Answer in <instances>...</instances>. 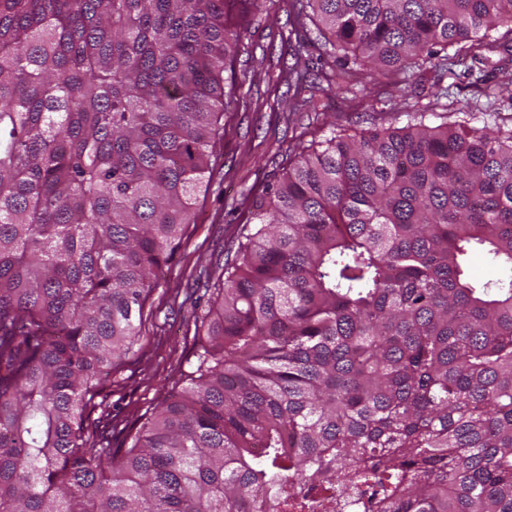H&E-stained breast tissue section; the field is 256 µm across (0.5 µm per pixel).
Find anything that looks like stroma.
Here are the masks:
<instances>
[{
    "mask_svg": "<svg viewBox=\"0 0 512 512\" xmlns=\"http://www.w3.org/2000/svg\"><path fill=\"white\" fill-rule=\"evenodd\" d=\"M293 13V0H262L259 8L245 7L241 16L236 75L244 103L230 108L220 122L212 172L197 198L196 222L150 299L152 313L141 326L139 350L113 373L101 394L112 447H125L128 435L184 385L204 335L200 317L215 304V287L230 248L238 244L251 198L287 167L296 137L321 140L331 122L351 131L386 126L415 102L437 118L495 109L503 124L512 126V108L502 103L512 56L501 50L490 53L480 85L458 83L450 75L439 78L427 68L405 90L381 78L368 82V96L332 94L323 98L319 111L293 108L285 76L292 49L284 38Z\"/></svg>",
    "mask_w": 512,
    "mask_h": 512,
    "instance_id": "stroma-1",
    "label": "stroma"
}]
</instances>
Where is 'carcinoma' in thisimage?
<instances>
[{
  "mask_svg": "<svg viewBox=\"0 0 512 512\" xmlns=\"http://www.w3.org/2000/svg\"><path fill=\"white\" fill-rule=\"evenodd\" d=\"M238 0H0L3 512H512V129L298 145L253 196L187 385L112 448L88 415L194 222ZM333 58L482 82L512 0H295ZM454 49L448 54V49ZM302 482L316 490L298 497ZM471 276L478 281L505 279L510 276L509 271L491 263L483 254H474L469 263Z\"/></svg>",
  "mask_w": 512,
  "mask_h": 512,
  "instance_id": "cac0c4a2",
  "label": "carcinoma"
}]
</instances>
